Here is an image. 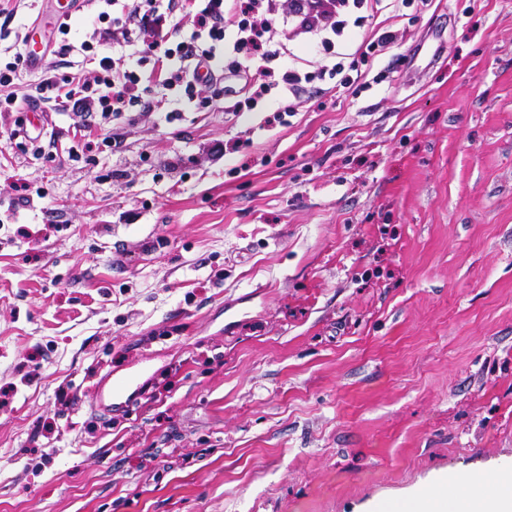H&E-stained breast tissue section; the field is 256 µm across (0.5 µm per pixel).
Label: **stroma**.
<instances>
[{
    "label": "stroma",
    "mask_w": 512,
    "mask_h": 512,
    "mask_svg": "<svg viewBox=\"0 0 512 512\" xmlns=\"http://www.w3.org/2000/svg\"><path fill=\"white\" fill-rule=\"evenodd\" d=\"M381 19L368 88L283 124L158 86L0 120V512H372L512 468V0Z\"/></svg>",
    "instance_id": "1"
}]
</instances>
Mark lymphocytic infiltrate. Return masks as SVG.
<instances>
[{
    "label": "lymphocytic infiltrate",
    "instance_id": "lymphocytic-infiltrate-1",
    "mask_svg": "<svg viewBox=\"0 0 512 512\" xmlns=\"http://www.w3.org/2000/svg\"><path fill=\"white\" fill-rule=\"evenodd\" d=\"M164 0H128L117 17L100 12V20L107 26L100 40L128 36L130 27H137L143 35L141 54L154 60L152 78L165 89L184 87L187 98H194L197 89L206 88L238 76L241 61L255 63L253 79L245 80L239 88L240 99L235 111L254 108L272 89L298 94L303 83L318 79L334 80L337 87L359 90L358 79L345 73V59L355 47V30H371L368 49L387 50L396 39L394 31L381 26L378 16L383 4L398 5L400 0H352L358 14L341 20L320 14L316 0H290V13L302 27L315 31L319 37V51L325 62L312 72L296 66L274 67L280 56L273 44L277 35L278 19L271 0H184L191 17V40H208V48L198 52L185 51L183 45L165 47L149 39V32L159 28L169 13ZM94 45L82 41L79 51L84 61L95 62L91 75L83 73H55L46 67L38 80L28 89L30 99H48L66 107L77 104L81 110H95L102 116L117 115L127 106L140 101L144 92L140 75L127 65L125 59L93 55Z\"/></svg>",
    "mask_w": 512,
    "mask_h": 512
}]
</instances>
